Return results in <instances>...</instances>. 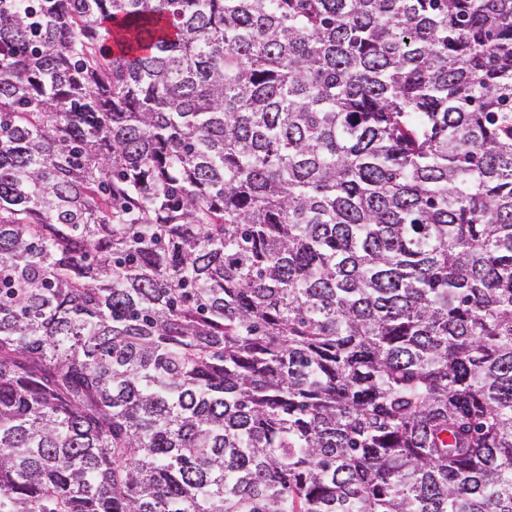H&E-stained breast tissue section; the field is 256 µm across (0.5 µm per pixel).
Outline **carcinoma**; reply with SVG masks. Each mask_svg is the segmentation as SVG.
Here are the masks:
<instances>
[{
  "instance_id": "cac0c4a2",
  "label": "carcinoma",
  "mask_w": 512,
  "mask_h": 512,
  "mask_svg": "<svg viewBox=\"0 0 512 512\" xmlns=\"http://www.w3.org/2000/svg\"><path fill=\"white\" fill-rule=\"evenodd\" d=\"M0 512H512V0H0Z\"/></svg>"
}]
</instances>
